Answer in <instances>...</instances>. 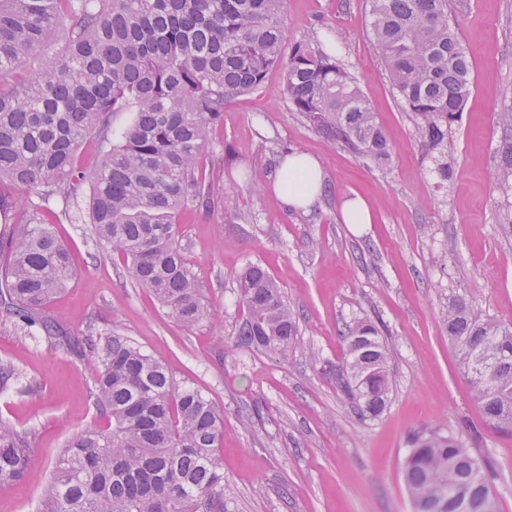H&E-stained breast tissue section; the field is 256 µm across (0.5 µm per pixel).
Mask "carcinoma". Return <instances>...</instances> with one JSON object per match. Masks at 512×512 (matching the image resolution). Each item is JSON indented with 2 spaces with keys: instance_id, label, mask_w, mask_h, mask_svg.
Instances as JSON below:
<instances>
[{
  "instance_id": "obj_1",
  "label": "carcinoma",
  "mask_w": 512,
  "mask_h": 512,
  "mask_svg": "<svg viewBox=\"0 0 512 512\" xmlns=\"http://www.w3.org/2000/svg\"><path fill=\"white\" fill-rule=\"evenodd\" d=\"M372 45L429 151L448 140L471 95V61L448 22L449 0H368ZM288 0H0V212L13 191L39 204L0 231V316L53 336L99 366L96 404L107 430L74 435L58 458L40 512H228L219 445L224 412L182 389L161 357L123 336L74 340L46 311L74 278L50 231L90 184L96 241L120 254L137 287L191 329L214 313L183 255L176 216L211 205L202 156L224 107L284 71L290 111L316 131L385 167L390 142L354 77L328 54L286 44ZM36 72L25 71L35 60ZM131 121L114 126V116ZM106 146L92 174L78 168L84 139ZM497 183L512 189V145ZM236 342L289 360L304 348L282 289L258 265L238 275ZM448 340L486 424L512 435V326L484 319L461 295L442 311ZM331 369L363 420L386 409L392 349L368 317L345 326ZM28 440L0 422V490L29 477ZM404 482L414 512H497L488 461L453 433L424 427L409 440Z\"/></svg>"
}]
</instances>
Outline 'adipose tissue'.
I'll return each instance as SVG.
<instances>
[{
  "instance_id": "obj_1",
  "label": "adipose tissue",
  "mask_w": 512,
  "mask_h": 512,
  "mask_svg": "<svg viewBox=\"0 0 512 512\" xmlns=\"http://www.w3.org/2000/svg\"><path fill=\"white\" fill-rule=\"evenodd\" d=\"M323 187L320 163L312 155L299 151L282 160L272 184L274 194L284 205L301 212L309 210Z\"/></svg>"
}]
</instances>
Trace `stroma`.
Wrapping results in <instances>:
<instances>
[{"label":"stroma","instance_id":"1","mask_svg":"<svg viewBox=\"0 0 512 512\" xmlns=\"http://www.w3.org/2000/svg\"><path fill=\"white\" fill-rule=\"evenodd\" d=\"M451 15L472 63V93L460 122L435 154L414 133L368 35L366 0H288L287 42L330 50L356 78L393 150L388 170L327 140L290 112L283 72L224 109L203 169L233 192L207 211L184 210L177 232L188 265L219 324L170 322L137 288L122 256L101 248L87 199L71 201V220L53 231L69 248L76 277L48 305L70 336L95 327L162 356L180 386L224 410L220 454L233 489L229 512H412L404 476L408 435L438 427L489 458L498 512H512V435L487 426L461 371L440 311L463 295L482 317L512 325V191L495 180L512 130V0H452ZM303 151L325 175L321 200L301 213L270 189L282 158ZM446 164L450 191L437 186ZM358 194L373 220L346 224L344 197ZM370 261H360L362 251ZM262 266L299 315L307 350L288 361L236 347L242 319L237 273ZM382 323L393 346L392 391L383 414L363 421L323 373L344 353L343 323ZM317 361H310V354ZM0 422L26 434L30 479L0 491V512H39L55 464L73 434L105 430L93 403L97 366L45 335L0 321ZM260 410L254 428L242 417Z\"/></svg>","mask_w":512,"mask_h":512}]
</instances>
